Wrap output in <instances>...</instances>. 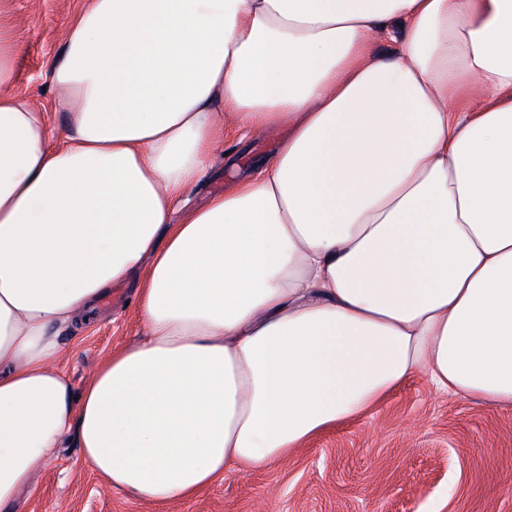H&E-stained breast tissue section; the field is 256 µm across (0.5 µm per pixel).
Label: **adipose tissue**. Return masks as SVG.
<instances>
[{
	"mask_svg": "<svg viewBox=\"0 0 512 512\" xmlns=\"http://www.w3.org/2000/svg\"><path fill=\"white\" fill-rule=\"evenodd\" d=\"M19 46L0 30V512L72 440L167 504L414 376L512 404V0H92L48 64L57 131ZM283 120L171 223L225 128ZM136 273L144 335L74 392L55 329Z\"/></svg>",
	"mask_w": 512,
	"mask_h": 512,
	"instance_id": "1",
	"label": "adipose tissue"
}]
</instances>
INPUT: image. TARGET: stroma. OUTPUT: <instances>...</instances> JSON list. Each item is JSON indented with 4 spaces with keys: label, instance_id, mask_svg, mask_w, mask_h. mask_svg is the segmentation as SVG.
<instances>
[{
    "label": "stroma",
    "instance_id": "1",
    "mask_svg": "<svg viewBox=\"0 0 512 512\" xmlns=\"http://www.w3.org/2000/svg\"><path fill=\"white\" fill-rule=\"evenodd\" d=\"M89 0H0V27L19 36L16 93L63 127L45 75L69 20ZM280 122L225 137L187 205L204 206L287 140ZM144 332L134 280L113 284L97 319L59 328L62 367L82 390L101 360ZM15 512H512V405L435 391L424 377L400 385L366 415L327 432L287 460L156 505L112 490L76 443L40 466Z\"/></svg>",
    "mask_w": 512,
    "mask_h": 512
}]
</instances>
